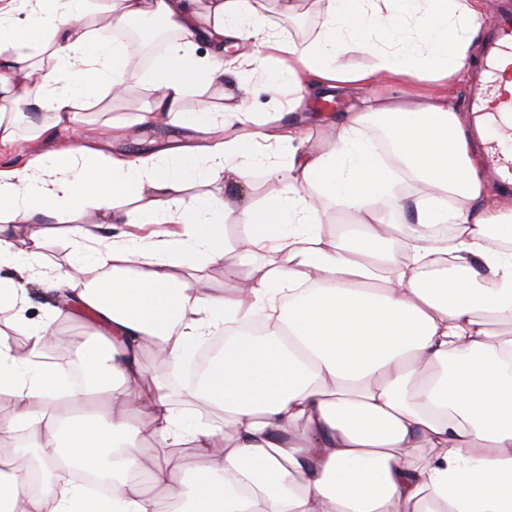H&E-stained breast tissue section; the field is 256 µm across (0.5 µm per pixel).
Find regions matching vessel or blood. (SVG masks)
Returning <instances> with one entry per match:
<instances>
[{"mask_svg":"<svg viewBox=\"0 0 512 512\" xmlns=\"http://www.w3.org/2000/svg\"><path fill=\"white\" fill-rule=\"evenodd\" d=\"M488 27L479 75L468 91L467 105L487 142L485 164L495 180L500 172L512 173V94L502 89L504 77L512 78V10H497Z\"/></svg>","mask_w":512,"mask_h":512,"instance_id":"obj_1","label":"vessel or blood"}]
</instances>
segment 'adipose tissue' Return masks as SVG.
I'll list each match as a JSON object with an SVG mask.
<instances>
[{
  "instance_id": "1",
  "label": "adipose tissue",
  "mask_w": 512,
  "mask_h": 512,
  "mask_svg": "<svg viewBox=\"0 0 512 512\" xmlns=\"http://www.w3.org/2000/svg\"><path fill=\"white\" fill-rule=\"evenodd\" d=\"M91 0H0V147L68 128L80 105L115 95L123 83L124 43L97 37ZM113 0L114 27L157 17L177 34L150 73L159 95L144 123H166L198 78L224 72L225 45L248 39L288 61L286 74L309 93L360 90L358 111L327 115L330 149L292 151L287 168L270 162L268 180L287 181L269 206L237 213L244 232L224 240L227 213L213 196L182 209L186 186L233 176L249 180L257 142L291 147L294 125L225 138L224 114L189 118L199 143L132 158L104 154L97 135L24 168H0V396L16 411L0 416V512H156L144 483L169 490L171 512H512V336L491 337L489 319L512 323V210L499 209L478 152L450 102L449 79L472 59L485 18L476 0H318L323 22L305 52L272 33L264 0ZM210 44L209 56L195 53ZM50 50L37 66L23 46ZM371 53L370 69L339 63L347 48ZM388 82L401 95L374 93ZM48 118L24 124L27 112ZM384 131L393 167L421 184L394 193L390 169L373 156L368 128ZM149 195L138 215L117 198ZM367 216L372 203L405 225L391 239L383 224L352 237L323 236L314 198ZM92 222H83L86 213ZM76 216L67 229L78 260L50 268L36 227ZM173 224L183 242L100 249V229L130 221ZM455 227L441 235L439 225ZM248 259L246 289L210 286L207 268L227 255ZM38 281L44 318L24 315ZM88 312L92 340L67 363L44 358L60 314L51 302ZM261 314L266 328L242 324ZM224 326V353L187 392L159 378L143 386L145 342L180 359ZM24 337L17 355L12 336ZM112 407L110 425L87 412L92 399ZM139 404L151 414L159 453L144 458L138 431L124 421ZM207 406L235 428L232 445L213 453L222 426L192 410ZM192 444L198 466L171 482L162 451ZM105 470L108 496L92 498L72 480Z\"/></svg>"
}]
</instances>
